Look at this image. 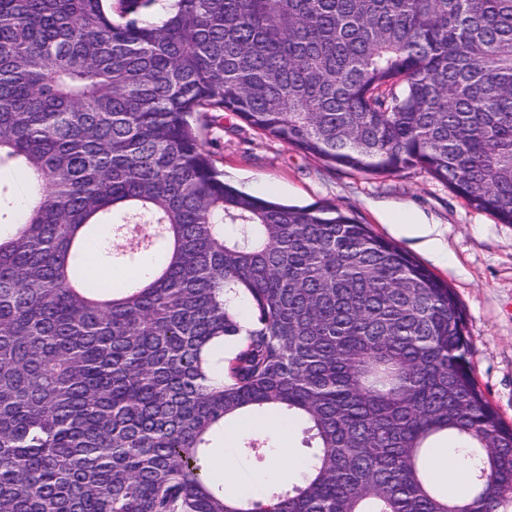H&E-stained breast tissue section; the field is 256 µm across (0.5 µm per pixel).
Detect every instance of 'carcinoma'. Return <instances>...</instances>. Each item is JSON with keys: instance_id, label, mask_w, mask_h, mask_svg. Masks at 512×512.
Returning <instances> with one entry per match:
<instances>
[{"instance_id": "cac0c4a2", "label": "carcinoma", "mask_w": 512, "mask_h": 512, "mask_svg": "<svg viewBox=\"0 0 512 512\" xmlns=\"http://www.w3.org/2000/svg\"><path fill=\"white\" fill-rule=\"evenodd\" d=\"M207 112L512 224V0H0V165L32 185L0 184V512H503L512 426L452 289L225 182ZM89 237L137 274H91ZM267 410L311 472L244 502L211 452ZM448 437L463 499L424 469ZM0 179L2 184L9 187L14 196L23 198L28 193L29 178L23 170L12 165L2 167Z\"/></svg>"}]
</instances>
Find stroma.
<instances>
[{"instance_id":"stroma-1","label":"stroma","mask_w":512,"mask_h":512,"mask_svg":"<svg viewBox=\"0 0 512 512\" xmlns=\"http://www.w3.org/2000/svg\"><path fill=\"white\" fill-rule=\"evenodd\" d=\"M204 145L226 182L284 203L334 205L447 282L466 315L475 380L512 425V224L471 209L424 171L373 176L335 166L261 135L231 112L215 113ZM399 215L436 225L447 262L402 235Z\"/></svg>"}]
</instances>
